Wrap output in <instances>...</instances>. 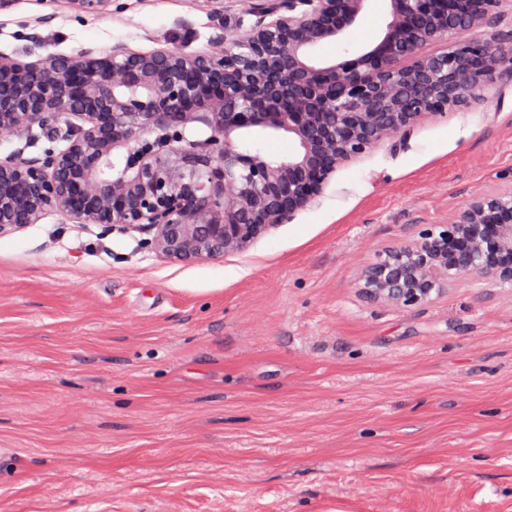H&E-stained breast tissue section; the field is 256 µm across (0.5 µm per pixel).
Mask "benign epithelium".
<instances>
[{"instance_id":"1","label":"benign epithelium","mask_w":512,"mask_h":512,"mask_svg":"<svg viewBox=\"0 0 512 512\" xmlns=\"http://www.w3.org/2000/svg\"><path fill=\"white\" fill-rule=\"evenodd\" d=\"M365 2L264 0L252 32L205 54L117 45L39 64L1 54L0 138L36 124L68 146L0 157V236L57 209L146 233L169 259L220 258L291 220L345 162L512 75V34L482 33L499 0H388L366 51L316 59L314 47L344 35ZM460 30L475 36L425 51ZM63 114L74 118L64 131ZM245 133H284L296 149L271 162L241 146ZM473 275L512 285V186L386 251L357 288L370 303L414 309Z\"/></svg>"}]
</instances>
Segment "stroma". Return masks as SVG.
<instances>
[{"label": "stroma", "mask_w": 512, "mask_h": 512, "mask_svg": "<svg viewBox=\"0 0 512 512\" xmlns=\"http://www.w3.org/2000/svg\"><path fill=\"white\" fill-rule=\"evenodd\" d=\"M260 0H9L0 53H206ZM389 19L314 50L367 48ZM512 186V78L340 166L244 250L168 259L50 209L0 237V512H512V287L356 281Z\"/></svg>", "instance_id": "obj_1"}]
</instances>
